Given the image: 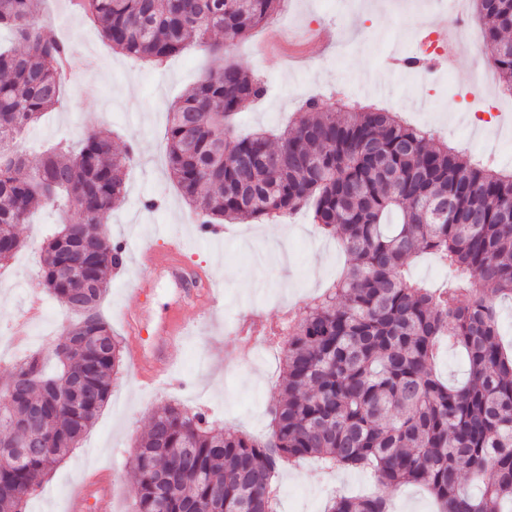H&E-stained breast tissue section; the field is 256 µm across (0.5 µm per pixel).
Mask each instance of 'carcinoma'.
I'll return each mask as SVG.
<instances>
[{
	"instance_id": "cac0c4a2",
	"label": "carcinoma",
	"mask_w": 512,
	"mask_h": 512,
	"mask_svg": "<svg viewBox=\"0 0 512 512\" xmlns=\"http://www.w3.org/2000/svg\"><path fill=\"white\" fill-rule=\"evenodd\" d=\"M41 0H0V266L26 247L18 227L38 206L73 208L42 246V282L77 320L47 354L17 361L0 383V512L29 497L94 425L122 364V339L100 304L122 245L99 225L124 199L130 145L87 133L32 163L22 134L60 100L67 42L46 39ZM479 51L512 94V0H473ZM112 50L161 64L213 35L248 38L281 0H74ZM264 84L228 63L170 109L168 171L200 225L286 217L307 208L336 236L346 265L332 288L293 315L279 345V391L258 439L213 426L180 403L157 408L130 457L133 512H277L282 471L314 458L370 472L375 491L336 495L324 512H392L390 495L424 487L437 512H512V347L500 306L512 302V172L434 141L374 106L309 98L277 136L231 124ZM452 208L435 212L438 200ZM423 253L448 270L438 287L412 280ZM449 348L467 380L436 371Z\"/></svg>"
}]
</instances>
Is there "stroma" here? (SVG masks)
<instances>
[{
    "label": "stroma",
    "mask_w": 512,
    "mask_h": 512,
    "mask_svg": "<svg viewBox=\"0 0 512 512\" xmlns=\"http://www.w3.org/2000/svg\"><path fill=\"white\" fill-rule=\"evenodd\" d=\"M371 0H285L272 24L258 28L243 41L213 54L191 45L162 67L131 65L114 52L95 25L81 16L71 0H43L41 23L47 36L80 42L84 70L98 86L85 94L65 83L61 101L30 130L28 143L39 149L67 139L78 141L91 130L107 129L118 147L136 144L126 172L124 202L112 212L106 231L112 240L135 251L142 242L181 240L186 267L205 269L219 286L212 305L192 306L182 282L167 271L143 272L135 258L110 276L101 303L115 333H122L121 314L137 309L151 330L166 315L182 310L192 330L177 355L169 382L153 387L138 383L132 362H124L111 396L78 448L45 478L30 497L27 512H68L72 487L102 471L112 474V512H131L134 478L128 459L155 409L178 401L205 411L219 426L263 436L269 400L278 392L275 355L253 363L241 342L258 337L275 348L288 327L289 313L321 295L342 273L345 257L336 238L320 233L308 211L283 218L287 235L269 231L266 222L228 225L221 244L202 238L196 218L166 170L164 131L171 105L209 70L234 62L260 79L267 92L247 104L237 118L239 132L277 130L295 120L306 98L326 103H374L401 113L412 124L427 128L439 141L471 156L484 142L498 144L512 170V136L502 130L487 135L480 123L493 121L496 111L512 113V98L498 109L472 115L479 53L472 46L479 31L477 17L455 28L439 19L433 0H390L384 18L370 11ZM458 29L463 48L451 65L436 64L429 82L405 74L400 60L417 49L415 34L442 37ZM154 208H145L146 200ZM73 217L72 211L41 207L21 234L28 246L0 267V337L11 338L17 319L32 295L42 299L39 333L20 347H0V379L13 363L48 346L59 337L67 317L46 294L40 278V245L52 230ZM151 286L137 292L141 279ZM373 483L363 471L334 472L313 460L300 462L280 476L279 512H322L336 489L358 494Z\"/></svg>",
    "instance_id": "1"
}]
</instances>
